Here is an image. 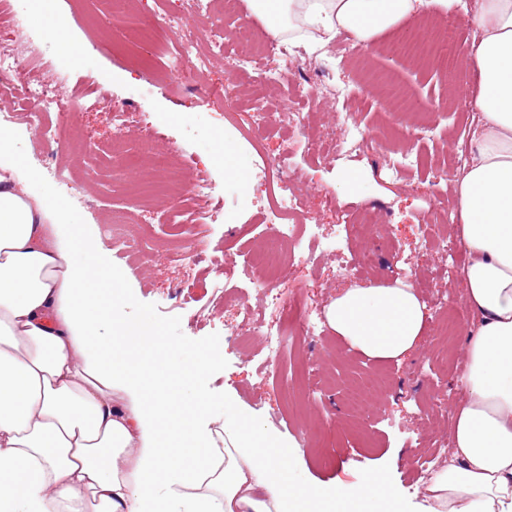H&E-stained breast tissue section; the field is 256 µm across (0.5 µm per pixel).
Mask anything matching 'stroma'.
<instances>
[{"label":"stroma","instance_id":"stroma-1","mask_svg":"<svg viewBox=\"0 0 512 512\" xmlns=\"http://www.w3.org/2000/svg\"><path fill=\"white\" fill-rule=\"evenodd\" d=\"M10 3L29 18L25 44L34 50L32 79L58 80L74 111L71 125L55 130L49 148L42 133L24 120L11 123L18 163L49 189L51 202L70 210L79 230L92 233L105 261L119 271V280L100 282L99 287L114 305L119 325L138 328L151 341V357L138 369L146 391L167 392L171 415L179 422L190 420L199 404L207 405L211 414H223L225 397H232L265 430L288 440L297 479L356 484L380 477L399 488L403 512H417L424 485L416 469L421 452L417 439L448 432L429 406L444 399L449 410L458 408L456 366L465 359L469 326L447 337L442 320L430 319L421 346L399 363L372 361L349 351L325 325L319 335L291 342L273 364L260 337L239 340L225 335L224 328L236 319L230 295L243 297L259 311L266 306L265 291L251 280L244 261L265 240L264 215L271 198L268 164L288 137L287 126L278 122L284 112L300 113L303 133L311 138L322 132L343 137L345 126L336 114L347 112L350 124L372 141L368 152L358 155L303 153L294 158L303 175L292 185L304 211L291 216V223L302 226L312 218L320 233L333 234L349 214L361 212L379 226L374 235L354 234L347 241L351 253H373L371 270L350 279L340 276L336 259L316 249L296 259L290 287L313 289L323 309L349 281L376 283L408 273L455 308H463L462 269L435 245L436 237H454V226L435 223L432 206L446 202L453 192L452 183L442 178L449 157L470 147L476 121L453 111L451 104L477 92L476 73H469L467 84L460 86L436 66L388 53L387 45L400 33L413 32L418 18L412 15L363 43L354 59L342 57L334 42L322 53L303 45L291 48L288 82L281 88L263 89L254 75H240L238 100L228 114L219 99L199 98L176 81L162 80L158 70L131 68L118 50L123 29L100 12L98 0ZM131 6L146 18L163 16L173 27L207 33V19L191 13L185 0H132ZM370 74L411 89L423 112L436 121V138L417 140L404 131L380 92L366 83ZM319 79L324 90H341L338 105L314 97ZM258 92L264 95L272 125L257 149L251 143L256 128L249 99ZM121 103L138 104L146 120L163 129L159 145L178 153L181 181L192 180L197 167L209 169L211 196L193 198L189 205L224 207L225 222L202 228L200 237L207 255L229 253L236 258L238 268L230 282L212 278L204 263L188 273L164 261L133 257L113 244L116 231L146 239L161 252L177 248L182 239L178 228L160 218V202L135 203L126 193L129 182L148 178L151 169L134 144L136 131L128 132L124 144L112 141L113 110ZM403 151L421 153L423 167L399 182L386 181L383 155ZM230 162L251 176L248 196H240L234 186L226 170ZM329 195L335 206L326 205ZM116 216L121 219L117 226L112 223ZM200 357L209 364L198 373L190 365ZM375 380L382 386L370 398L367 414L351 413L348 389Z\"/></svg>","mask_w":512,"mask_h":512}]
</instances>
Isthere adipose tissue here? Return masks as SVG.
I'll return each instance as SVG.
<instances>
[{
	"instance_id": "1",
	"label": "adipose tissue",
	"mask_w": 512,
	"mask_h": 512,
	"mask_svg": "<svg viewBox=\"0 0 512 512\" xmlns=\"http://www.w3.org/2000/svg\"><path fill=\"white\" fill-rule=\"evenodd\" d=\"M456 0H249L276 37L318 51L344 32L371 40L425 7ZM479 34V122L454 179L467 251L465 297L478 323L456 379L465 398L453 448L424 484L421 512H512V0H474ZM65 205L16 159L0 128V512H400L397 490L287 480L280 440L232 398L222 420L195 409L183 425L170 399L145 397L134 353L100 334L115 308L99 278L119 279L91 242L75 245ZM331 329L367 359H405L427 332L425 305L409 281L342 289L326 308ZM200 448L188 467L171 441Z\"/></svg>"
}]
</instances>
